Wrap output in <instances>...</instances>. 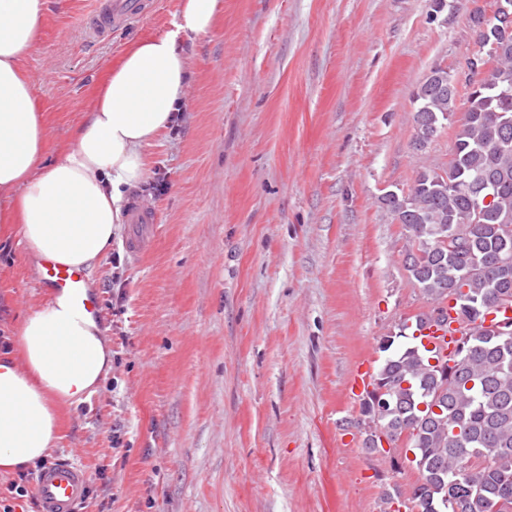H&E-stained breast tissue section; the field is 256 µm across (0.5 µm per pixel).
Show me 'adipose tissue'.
I'll return each instance as SVG.
<instances>
[{"label": "adipose tissue", "mask_w": 512, "mask_h": 512, "mask_svg": "<svg viewBox=\"0 0 512 512\" xmlns=\"http://www.w3.org/2000/svg\"><path fill=\"white\" fill-rule=\"evenodd\" d=\"M46 0H0V238L40 258L90 269L121 234L126 193L147 150L185 99L184 37L211 32L224 0H180L166 34L132 46L106 79L58 159L45 161V114L21 61L37 46ZM0 356V471L23 472L60 438V405L94 394L112 349L87 312L54 297L15 328Z\"/></svg>", "instance_id": "1"}]
</instances>
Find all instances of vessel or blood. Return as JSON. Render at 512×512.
Instances as JSON below:
<instances>
[{"label":"vessel or blood","mask_w":512,"mask_h":512,"mask_svg":"<svg viewBox=\"0 0 512 512\" xmlns=\"http://www.w3.org/2000/svg\"><path fill=\"white\" fill-rule=\"evenodd\" d=\"M146 0H97L95 11L87 18V32L95 36L118 30L145 13ZM155 213L146 207L133 206L129 211L128 237L125 243L133 256H140L149 247L150 233L156 225ZM37 281L71 304L98 314L102 307L101 297L87 290L83 271L58 264L51 260L41 261L35 271ZM468 332V327L457 320L447 326L425 329L424 343L436 351L439 357H447L457 342ZM373 368L371 359H361L348 381V392L356 398L364 397L372 389ZM34 490L40 512H75L88 496V479L78 464L66 460L48 459L34 481Z\"/></svg>","instance_id":"b4317fda"}]
</instances>
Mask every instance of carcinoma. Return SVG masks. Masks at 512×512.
<instances>
[{
  "mask_svg": "<svg viewBox=\"0 0 512 512\" xmlns=\"http://www.w3.org/2000/svg\"><path fill=\"white\" fill-rule=\"evenodd\" d=\"M478 52L466 59V99L457 102L456 75L436 66L414 92V145L462 110L448 170L418 172L407 189L381 204L407 232L404 269L429 306L380 338L372 392L354 426L364 448L382 442L414 455L419 479L409 512H512V332L495 333L486 316L512 308V21L493 32L485 12L469 11ZM493 185L491 202L463 188ZM473 325L442 361L414 332L448 321V310Z\"/></svg>",
  "mask_w": 512,
  "mask_h": 512,
  "instance_id": "carcinoma-1",
  "label": "carcinoma"
}]
</instances>
